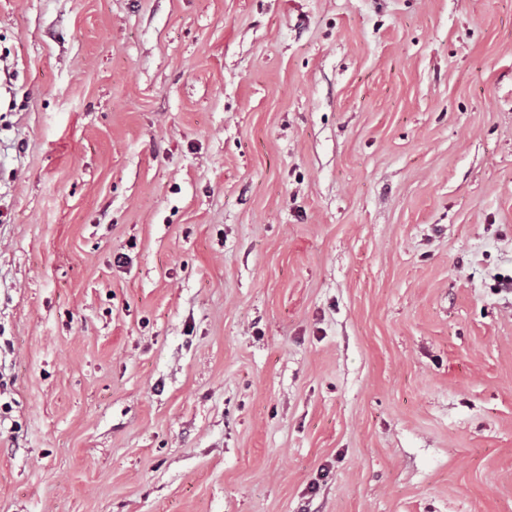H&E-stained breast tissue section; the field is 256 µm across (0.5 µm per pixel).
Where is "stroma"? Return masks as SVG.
Masks as SVG:
<instances>
[{
  "label": "stroma",
  "instance_id": "stroma-1",
  "mask_svg": "<svg viewBox=\"0 0 512 512\" xmlns=\"http://www.w3.org/2000/svg\"><path fill=\"white\" fill-rule=\"evenodd\" d=\"M512 0H0V512H512Z\"/></svg>",
  "mask_w": 512,
  "mask_h": 512
}]
</instances>
